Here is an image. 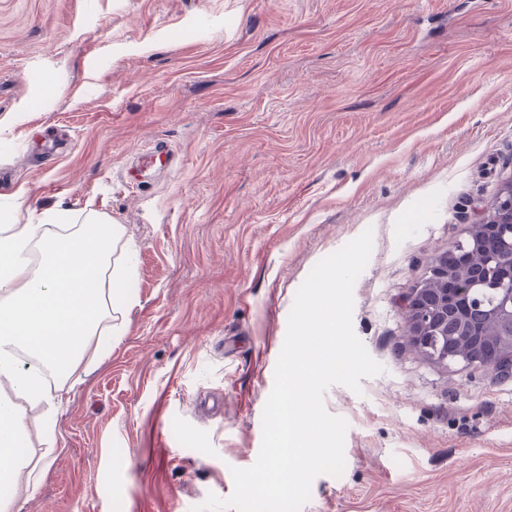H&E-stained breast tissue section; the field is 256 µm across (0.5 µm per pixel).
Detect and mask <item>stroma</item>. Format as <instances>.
I'll return each instance as SVG.
<instances>
[{
    "label": "stroma",
    "mask_w": 512,
    "mask_h": 512,
    "mask_svg": "<svg viewBox=\"0 0 512 512\" xmlns=\"http://www.w3.org/2000/svg\"><path fill=\"white\" fill-rule=\"evenodd\" d=\"M157 141L178 166L123 190ZM511 181L512 0H0V210L108 213L137 262L81 384L28 411L53 463L17 512L229 498L298 288L368 228L352 323L384 371L326 392L346 465L301 512H512V376L431 359L403 304Z\"/></svg>",
    "instance_id": "stroma-1"
}]
</instances>
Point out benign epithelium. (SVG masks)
I'll return each instance as SVG.
<instances>
[{"label": "benign epithelium", "mask_w": 512, "mask_h": 512, "mask_svg": "<svg viewBox=\"0 0 512 512\" xmlns=\"http://www.w3.org/2000/svg\"><path fill=\"white\" fill-rule=\"evenodd\" d=\"M479 222L494 233L491 240H484L483 250L489 259L483 271L476 276L468 288H463L453 279L452 268L448 266V255L436 257L430 269L434 279L443 280L448 287L435 296L427 290L416 287L406 297V319L412 340L427 355L448 362H463L476 365L498 374L512 369V349L490 348L479 341L462 340L458 347L448 343V336L438 339L437 330H453L456 321L463 317L478 316L481 309L471 305L468 295L471 289L480 288L490 282L497 284L496 313L512 318V263L502 265L494 256V245L501 240L512 243V182L506 185L495 202L488 208H476Z\"/></svg>", "instance_id": "obj_1"}]
</instances>
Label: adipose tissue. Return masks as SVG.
Instances as JSON below:
<instances>
[{
    "label": "adipose tissue",
    "mask_w": 512,
    "mask_h": 512,
    "mask_svg": "<svg viewBox=\"0 0 512 512\" xmlns=\"http://www.w3.org/2000/svg\"><path fill=\"white\" fill-rule=\"evenodd\" d=\"M123 227L95 210L79 224L55 211L38 223L0 220V484L21 472L37 480L24 454L26 408L56 405L64 382L92 348L108 301L125 296L130 261L112 263Z\"/></svg>",
    "instance_id": "1"
}]
</instances>
